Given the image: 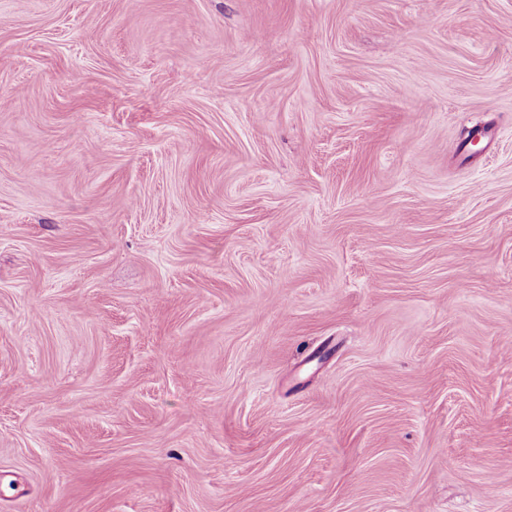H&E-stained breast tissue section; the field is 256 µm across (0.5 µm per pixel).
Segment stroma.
Instances as JSON below:
<instances>
[{
    "label": "stroma",
    "instance_id": "obj_1",
    "mask_svg": "<svg viewBox=\"0 0 512 512\" xmlns=\"http://www.w3.org/2000/svg\"><path fill=\"white\" fill-rule=\"evenodd\" d=\"M1 99L0 512H512V0H0Z\"/></svg>",
    "mask_w": 512,
    "mask_h": 512
}]
</instances>
